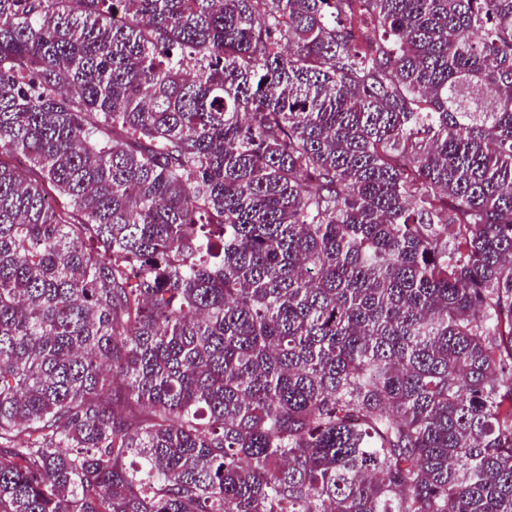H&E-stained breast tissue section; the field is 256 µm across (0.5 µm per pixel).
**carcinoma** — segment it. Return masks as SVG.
Returning <instances> with one entry per match:
<instances>
[{"mask_svg":"<svg viewBox=\"0 0 512 512\" xmlns=\"http://www.w3.org/2000/svg\"><path fill=\"white\" fill-rule=\"evenodd\" d=\"M0 512H512V0H0Z\"/></svg>","mask_w":512,"mask_h":512,"instance_id":"cac0c4a2","label":"carcinoma"}]
</instances>
